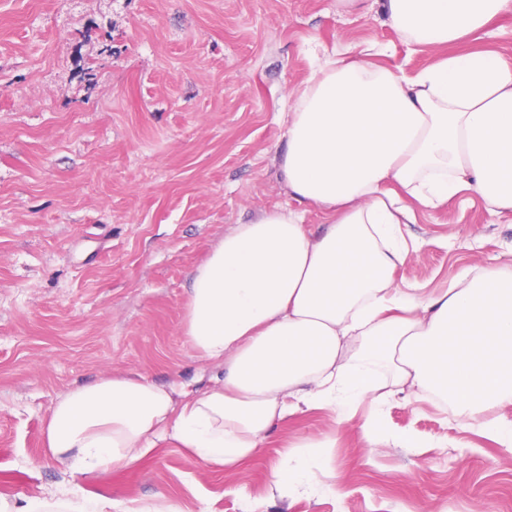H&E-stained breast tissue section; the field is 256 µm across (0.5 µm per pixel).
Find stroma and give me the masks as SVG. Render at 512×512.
Listing matches in <instances>:
<instances>
[{
  "label": "stroma",
  "instance_id": "stroma-1",
  "mask_svg": "<svg viewBox=\"0 0 512 512\" xmlns=\"http://www.w3.org/2000/svg\"><path fill=\"white\" fill-rule=\"evenodd\" d=\"M369 50L415 71L384 0H0V497L56 489L183 512H512V449L439 400L365 402L349 420L308 410L274 424L256 456L220 473L164 443L129 469L73 475L43 445L50 406L119 371L209 385L185 343L191 270L235 225L276 207L324 214L287 192L280 159L289 91L318 59ZM512 61V12L450 54ZM403 225L398 285L444 288L467 267L512 265V211L474 191ZM380 422L367 447L362 428ZM329 435L304 486L276 488L287 444Z\"/></svg>",
  "mask_w": 512,
  "mask_h": 512
}]
</instances>
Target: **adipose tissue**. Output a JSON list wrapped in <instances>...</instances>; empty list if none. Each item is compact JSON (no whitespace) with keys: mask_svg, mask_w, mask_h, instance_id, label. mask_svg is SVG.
Masks as SVG:
<instances>
[{"mask_svg":"<svg viewBox=\"0 0 512 512\" xmlns=\"http://www.w3.org/2000/svg\"><path fill=\"white\" fill-rule=\"evenodd\" d=\"M414 47L439 54L393 71L330 54L289 97L281 171L292 197L326 211L310 234L300 212L275 208L224 234L191 273L182 333L220 372L213 385L166 388L112 373L53 403L51 457L102 476L160 442L211 469L237 470L264 433L301 408L346 414L379 379L439 399L461 424L512 405V268L464 269L448 287L396 286L415 206L472 189L490 214L512 210V64L490 51L444 54L483 32L512 0H386ZM182 512L173 501L120 507L106 495L33 497L0 512Z\"/></svg>","mask_w":512,"mask_h":512,"instance_id":"adipose-tissue-1","label":"adipose tissue"}]
</instances>
